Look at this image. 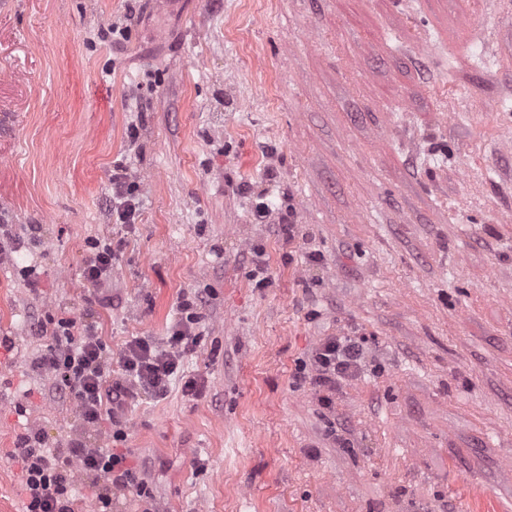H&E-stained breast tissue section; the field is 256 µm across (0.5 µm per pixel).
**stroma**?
Returning <instances> with one entry per match:
<instances>
[{
	"instance_id": "1",
	"label": "stroma",
	"mask_w": 512,
	"mask_h": 512,
	"mask_svg": "<svg viewBox=\"0 0 512 512\" xmlns=\"http://www.w3.org/2000/svg\"><path fill=\"white\" fill-rule=\"evenodd\" d=\"M0 224L37 238L0 263V512L29 426L113 445L31 371L39 322L116 356L185 295L202 390L131 401L123 441L161 512H512V0H0ZM93 239L123 243L99 291ZM347 334L326 408L292 375ZM135 184L130 180L127 167L116 166L112 170V214L122 224L134 222L136 203L134 201Z\"/></svg>"
}]
</instances>
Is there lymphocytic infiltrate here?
Masks as SVG:
<instances>
[{
	"mask_svg": "<svg viewBox=\"0 0 512 512\" xmlns=\"http://www.w3.org/2000/svg\"><path fill=\"white\" fill-rule=\"evenodd\" d=\"M199 300L185 295L178 303V317L166 339L137 337L111 363L106 346L94 325L78 324L67 317L40 324V334L50 341L34 367L53 376L59 390L72 398L88 427L108 422L114 441L110 448H91L81 440L65 448L48 447L41 429L31 427L19 437L13 450L21 466L23 512H77L73 495L74 475L92 476V487L102 508L111 512L113 492L135 494L141 512H158L153 491L141 465L130 461L117 441L125 435V406L130 397L144 393L165 395L182 360L197 343ZM363 347L344 336H327L315 347L311 360L299 364L294 385H311L315 391H333L341 381L356 377L362 367ZM120 374H113V365Z\"/></svg>",
	"mask_w": 512,
	"mask_h": 512,
	"instance_id": "lymphocytic-infiltrate-1",
	"label": "lymphocytic infiltrate"
}]
</instances>
